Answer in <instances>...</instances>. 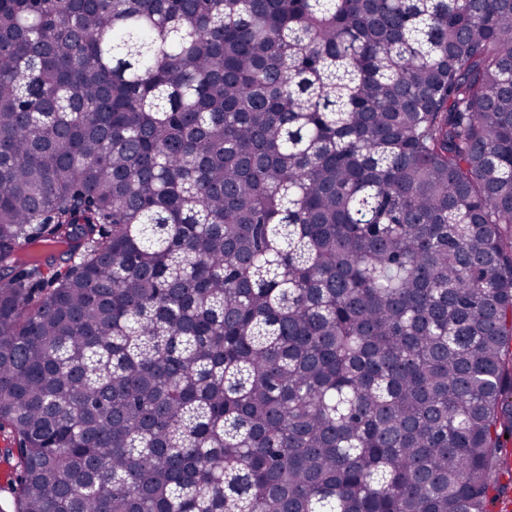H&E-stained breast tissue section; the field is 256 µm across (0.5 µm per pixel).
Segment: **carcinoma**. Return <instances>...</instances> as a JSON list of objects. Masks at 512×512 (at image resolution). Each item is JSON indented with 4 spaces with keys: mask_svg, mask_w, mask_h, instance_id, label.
Listing matches in <instances>:
<instances>
[{
    "mask_svg": "<svg viewBox=\"0 0 512 512\" xmlns=\"http://www.w3.org/2000/svg\"><path fill=\"white\" fill-rule=\"evenodd\" d=\"M512 0H0L13 512L512 492Z\"/></svg>",
    "mask_w": 512,
    "mask_h": 512,
    "instance_id": "cac0c4a2",
    "label": "carcinoma"
}]
</instances>
